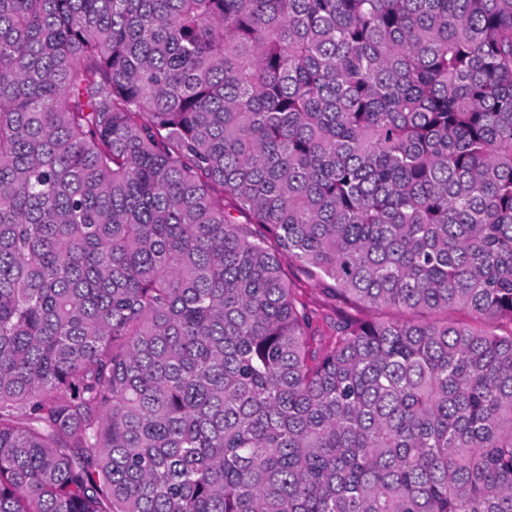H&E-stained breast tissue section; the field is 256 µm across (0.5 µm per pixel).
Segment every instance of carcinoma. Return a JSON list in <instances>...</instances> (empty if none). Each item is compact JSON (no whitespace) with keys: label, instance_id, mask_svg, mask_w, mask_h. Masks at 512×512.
<instances>
[{"label":"carcinoma","instance_id":"1","mask_svg":"<svg viewBox=\"0 0 512 512\" xmlns=\"http://www.w3.org/2000/svg\"><path fill=\"white\" fill-rule=\"evenodd\" d=\"M0 512H512V0H0Z\"/></svg>","mask_w":512,"mask_h":512}]
</instances>
